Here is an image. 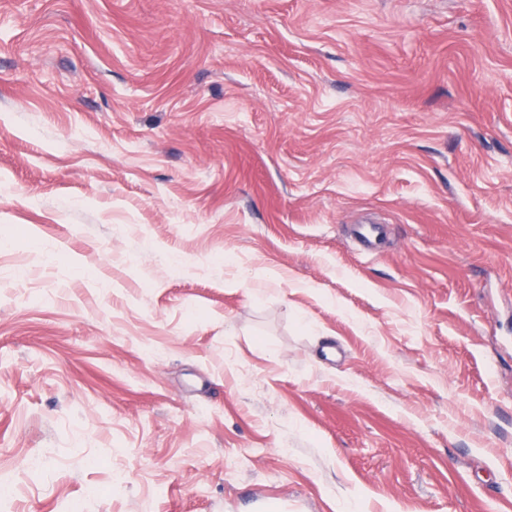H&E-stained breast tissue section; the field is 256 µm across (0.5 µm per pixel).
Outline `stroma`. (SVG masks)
<instances>
[{
    "mask_svg": "<svg viewBox=\"0 0 512 512\" xmlns=\"http://www.w3.org/2000/svg\"><path fill=\"white\" fill-rule=\"evenodd\" d=\"M1 483L512 512V0H0Z\"/></svg>",
    "mask_w": 512,
    "mask_h": 512,
    "instance_id": "1",
    "label": "stroma"
}]
</instances>
